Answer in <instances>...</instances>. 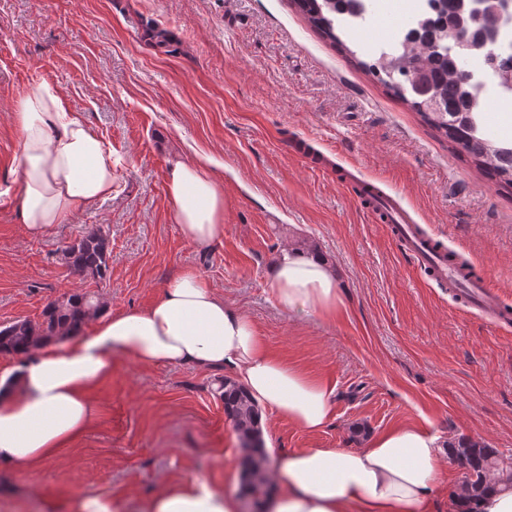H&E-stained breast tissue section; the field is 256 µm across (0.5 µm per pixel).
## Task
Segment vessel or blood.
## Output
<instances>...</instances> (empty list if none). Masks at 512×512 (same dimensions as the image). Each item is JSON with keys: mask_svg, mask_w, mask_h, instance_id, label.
I'll use <instances>...</instances> for the list:
<instances>
[{"mask_svg": "<svg viewBox=\"0 0 512 512\" xmlns=\"http://www.w3.org/2000/svg\"><path fill=\"white\" fill-rule=\"evenodd\" d=\"M377 223L388 225L404 252L419 265L429 269L438 283L462 296L473 308L492 316L500 311L493 303L482 273L468 276L449 262L446 251L436 248L433 239L389 196L381 195L367 204Z\"/></svg>", "mask_w": 512, "mask_h": 512, "instance_id": "1", "label": "vessel or blood"}]
</instances>
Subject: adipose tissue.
Instances as JSON below:
<instances>
[{"mask_svg": "<svg viewBox=\"0 0 512 512\" xmlns=\"http://www.w3.org/2000/svg\"><path fill=\"white\" fill-rule=\"evenodd\" d=\"M23 190L16 213L40 237L73 213L111 199V149L47 83L33 86L15 114ZM207 159L175 160L167 194L177 224L204 245L224 233V194ZM278 307L332 318L344 305L335 272L318 256L285 253L270 273ZM146 366H193L229 373L255 401L308 432L331 420L335 388L267 350L254 322L224 302L197 270L169 277L144 308L98 315L83 337L40 344L0 370V465L40 470L80 438L97 411L93 394L112 375V357ZM440 435L395 426L367 447L301 448L275 457L279 487L270 512H430L441 479ZM237 499L199 480L177 478L142 512H239Z\"/></svg>", "mask_w": 512, "mask_h": 512, "instance_id": "ef3b65f1", "label": "adipose tissue"}]
</instances>
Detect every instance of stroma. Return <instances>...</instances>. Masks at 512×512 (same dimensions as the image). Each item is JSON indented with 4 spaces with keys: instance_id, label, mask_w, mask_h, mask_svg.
I'll list each match as a JSON object with an SVG mask.
<instances>
[{
    "instance_id": "stroma-1",
    "label": "stroma",
    "mask_w": 512,
    "mask_h": 512,
    "mask_svg": "<svg viewBox=\"0 0 512 512\" xmlns=\"http://www.w3.org/2000/svg\"><path fill=\"white\" fill-rule=\"evenodd\" d=\"M390 3L387 17L339 30L335 45L293 0H0V190L21 192L13 113L43 81L119 162L111 200L43 237L0 205V325L41 321L76 288L142 308L193 267L269 350L336 388L334 417L318 432L265 413L275 450L356 449L414 425L450 446L512 456V324L431 280L342 179L350 171L397 197L430 236L486 270L512 311V188L366 69L405 19V0ZM161 29L162 45L149 37ZM202 155L224 190V235L207 246L182 234L166 191L172 160ZM94 226L112 243L101 282L60 260ZM296 247L334 270L346 300L336 319L277 307L270 269ZM217 378L114 357L83 437L38 472L0 467V512H72L86 493L141 512L173 477L240 491L244 451Z\"/></svg>"
}]
</instances>
